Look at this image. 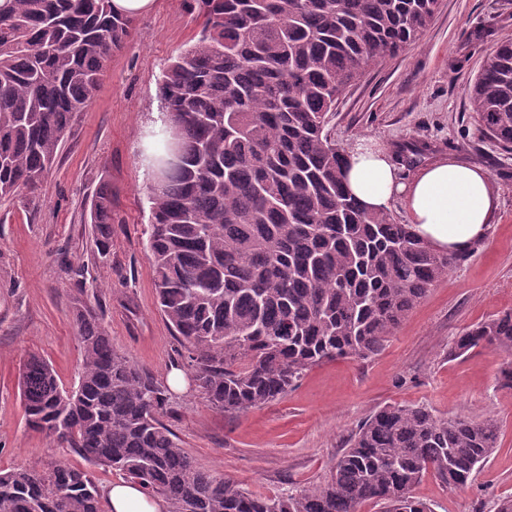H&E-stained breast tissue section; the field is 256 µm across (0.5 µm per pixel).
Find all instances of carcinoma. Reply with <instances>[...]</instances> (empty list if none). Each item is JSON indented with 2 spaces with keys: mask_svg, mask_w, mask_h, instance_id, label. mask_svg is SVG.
Segmentation results:
<instances>
[{
  "mask_svg": "<svg viewBox=\"0 0 512 512\" xmlns=\"http://www.w3.org/2000/svg\"><path fill=\"white\" fill-rule=\"evenodd\" d=\"M201 38L159 86L162 150L150 157L148 259L160 311L194 380L228 414L281 399L310 367L379 354L388 336L462 260L346 190L348 151L326 127L370 65L416 43L438 0H202ZM111 0H9L0 8V198L32 194L129 36ZM469 107L512 150V42L489 54ZM108 255L112 196L90 211ZM82 353L66 389L32 356L19 384L29 427L93 466L161 496L167 512H433L413 495L427 473L465 485L498 447L499 422L388 405L354 433L329 477L264 497L197 465L161 421L169 390L112 349L96 310L74 300ZM507 357L512 310L466 328L450 355ZM0 512H101L88 470H0Z\"/></svg>",
  "mask_w": 512,
  "mask_h": 512,
  "instance_id": "cac0c4a2",
  "label": "carcinoma"
}]
</instances>
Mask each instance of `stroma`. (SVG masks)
<instances>
[{"label": "stroma", "mask_w": 512, "mask_h": 512, "mask_svg": "<svg viewBox=\"0 0 512 512\" xmlns=\"http://www.w3.org/2000/svg\"><path fill=\"white\" fill-rule=\"evenodd\" d=\"M204 17L196 0H158L132 20L88 106L68 128L38 190L0 200V469L82 457L27 428L18 388L29 355L61 384L78 380L82 356L73 298L96 305L113 348L168 381L180 349L156 302L148 260L152 173L160 144L158 87L170 58L194 46ZM512 39V0H439L419 40L366 68L337 104L327 131L342 145L377 140L395 158L415 145L488 171L498 206L487 236L440 280L378 355L306 371L280 400L228 415L192 376L170 391L163 422L205 471L274 497L323 481L350 436L386 405L423 404L440 416L496 418L499 446L465 487L425 475L414 493L433 512H498L512 497V390L497 387L504 356L476 349L450 356L469 325L512 309V154L484 137L469 110V82L500 41ZM112 191L107 256L84 221L101 186Z\"/></svg>", "instance_id": "stroma-1"}]
</instances>
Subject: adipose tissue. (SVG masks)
I'll list each match as a JSON object with an SVG mask.
<instances>
[{"label": "adipose tissue", "instance_id": "ef3b65f1", "mask_svg": "<svg viewBox=\"0 0 512 512\" xmlns=\"http://www.w3.org/2000/svg\"><path fill=\"white\" fill-rule=\"evenodd\" d=\"M348 191L371 211L401 201L413 231L443 252H457L483 239L496 208L488 172L438 156L411 178H402L392 154L370 139H358L349 152ZM109 512H164L161 500L136 482L112 481L105 491Z\"/></svg>", "mask_w": 512, "mask_h": 512}]
</instances>
